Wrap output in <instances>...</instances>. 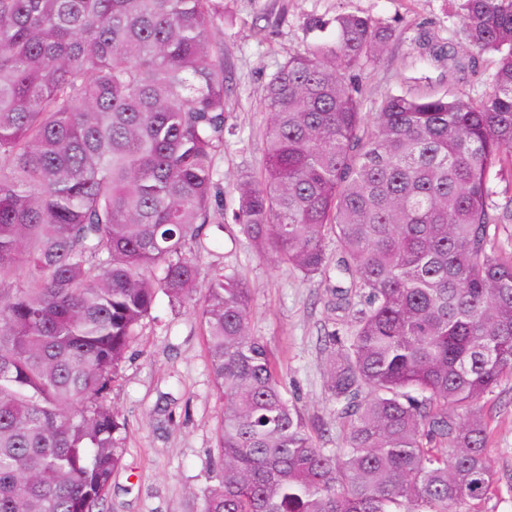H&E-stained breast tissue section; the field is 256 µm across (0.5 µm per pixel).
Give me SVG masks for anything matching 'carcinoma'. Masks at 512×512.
I'll list each match as a JSON object with an SVG mask.
<instances>
[{
    "mask_svg": "<svg viewBox=\"0 0 512 512\" xmlns=\"http://www.w3.org/2000/svg\"><path fill=\"white\" fill-rule=\"evenodd\" d=\"M468 48L417 61L474 100L385 95L357 72L395 29L355 12L266 87L262 163L231 223L328 288L342 442L322 448L250 326L252 294L190 250L216 214L229 115L224 0H0V512H103L126 429L108 395L157 294L197 308L224 400L202 512H486L481 402L512 386V249L490 171L512 167V0H457ZM336 247L330 263L327 242ZM496 70V58L491 54L480 56V68L477 76L472 78L464 91L472 99H479L490 87L491 79Z\"/></svg>",
    "mask_w": 512,
    "mask_h": 512,
    "instance_id": "obj_1",
    "label": "carcinoma"
}]
</instances>
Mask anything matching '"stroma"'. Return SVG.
<instances>
[{"mask_svg":"<svg viewBox=\"0 0 512 512\" xmlns=\"http://www.w3.org/2000/svg\"><path fill=\"white\" fill-rule=\"evenodd\" d=\"M355 12L386 22L398 37L361 74L365 111L388 92L405 90L414 59L410 30L426 26L463 45L456 0H224L227 91L224 108L234 127L216 157L225 210L236 205L233 190L254 173L261 157L266 85L288 56L309 40L310 16ZM203 265L238 273L252 290L251 328L279 362L288 390L309 419H328L320 338L334 329L329 293L320 278L261 255L246 237L230 238L210 225ZM109 399L125 417L123 465L112 479L104 512H199L217 460L221 402L208 366L207 343L192 306L173 305L158 294L150 318L122 363ZM491 460L501 478L512 477V390L485 403Z\"/></svg>","mask_w":512,"mask_h":512,"instance_id":"stroma-1","label":"stroma"}]
</instances>
